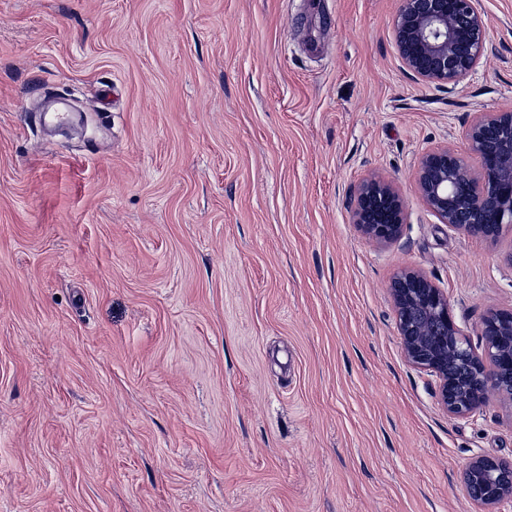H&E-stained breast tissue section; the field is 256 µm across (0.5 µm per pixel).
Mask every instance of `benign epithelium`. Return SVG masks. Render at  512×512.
Segmentation results:
<instances>
[{"instance_id":"benign-epithelium-1","label":"benign epithelium","mask_w":512,"mask_h":512,"mask_svg":"<svg viewBox=\"0 0 512 512\" xmlns=\"http://www.w3.org/2000/svg\"><path fill=\"white\" fill-rule=\"evenodd\" d=\"M395 36L413 76L440 86L476 70L487 53L486 24L476 0H403ZM466 138L480 175H473L454 149L440 146L420 158L416 191L440 223L473 235L498 234L512 225V111L476 113ZM353 223L377 244L396 240L404 225L399 192L380 178L364 179L354 196ZM390 291L404 355L436 378V397L448 416L468 417L492 394L512 401V387L498 382L503 369L512 370V308L485 318L484 347L477 353L455 322L448 296L423 273L401 272ZM493 461L479 455L463 469L464 485L484 487L482 494H470L474 512H495L512 499V481L490 478Z\"/></svg>"}]
</instances>
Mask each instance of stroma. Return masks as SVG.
I'll return each instance as SVG.
<instances>
[{
	"instance_id": "1",
	"label": "stroma",
	"mask_w": 512,
	"mask_h": 512,
	"mask_svg": "<svg viewBox=\"0 0 512 512\" xmlns=\"http://www.w3.org/2000/svg\"><path fill=\"white\" fill-rule=\"evenodd\" d=\"M488 56L417 80L402 0H0V512H472L512 404L448 418L389 284L416 268L474 348L512 306V231L448 228L421 154L512 109V0ZM50 93L84 125L50 136ZM392 181V244L351 221ZM353 223L377 244L396 240L404 225L399 192L380 178L370 176L364 179L354 196Z\"/></svg>"
}]
</instances>
